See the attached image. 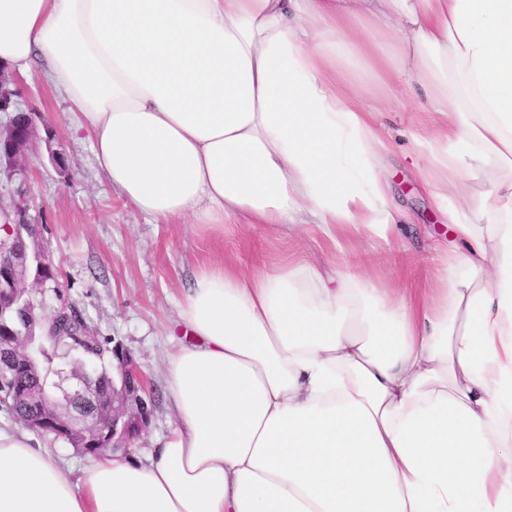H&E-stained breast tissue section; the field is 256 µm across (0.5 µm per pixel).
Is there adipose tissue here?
I'll return each instance as SVG.
<instances>
[{"instance_id":"obj_1","label":"adipose tissue","mask_w":512,"mask_h":512,"mask_svg":"<svg viewBox=\"0 0 512 512\" xmlns=\"http://www.w3.org/2000/svg\"><path fill=\"white\" fill-rule=\"evenodd\" d=\"M37 54L150 223L305 212L333 242L395 231L375 104L404 79L453 242L417 301L344 266L197 272L160 447L76 476L0 428V512H512V0H0V65Z\"/></svg>"}]
</instances>
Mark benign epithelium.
I'll return each mask as SVG.
<instances>
[{
	"mask_svg": "<svg viewBox=\"0 0 512 512\" xmlns=\"http://www.w3.org/2000/svg\"><path fill=\"white\" fill-rule=\"evenodd\" d=\"M17 88L13 76L0 67V112H18ZM38 135L33 114L28 122L19 127L14 121L0 126V173L8 179L25 181L27 176L26 150ZM50 263L42 250L17 254L14 247L0 243V294L9 302L0 300V323L22 312L34 317L35 306L25 282L33 273V267ZM18 336H0V349L12 354L11 360L0 367V385L18 371H26L35 365L28 353H21ZM116 364L112 366V415L105 416L95 407L91 392V375L95 369L87 364L72 371L77 380L76 388L64 393V401H48L35 392L28 397L36 400L41 414L23 420V425L34 431L50 429L73 447L86 454L94 448H128L130 441L141 435L150 425L153 408L144 398L142 376L131 355L121 344L112 349Z\"/></svg>",
	"mask_w": 512,
	"mask_h": 512,
	"instance_id": "benign-epithelium-1",
	"label": "benign epithelium"
}]
</instances>
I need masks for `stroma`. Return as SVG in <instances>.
Wrapping results in <instances>:
<instances>
[{"label":"stroma","instance_id":"stroma-1","mask_svg":"<svg viewBox=\"0 0 512 512\" xmlns=\"http://www.w3.org/2000/svg\"><path fill=\"white\" fill-rule=\"evenodd\" d=\"M23 109L55 133L63 167L48 158L43 141L28 153L25 199L40 246L57 269L56 282L30 284L43 319L63 305L78 308L100 335L130 352L154 396L151 423L132 450L147 453L172 427L165 399L168 329L194 273L217 259L251 269L284 258L327 266L348 263L378 287L405 288L417 295L435 287L439 251L449 241L447 220L403 160L410 134L426 125L404 83H395L379 121L391 150L384 159L392 197L406 214L395 239L342 237L332 244L316 225L290 230L276 224H228L217 232L177 220L151 224L112 191L84 134L74 133L68 105L39 70L15 78Z\"/></svg>","mask_w":512,"mask_h":512}]
</instances>
